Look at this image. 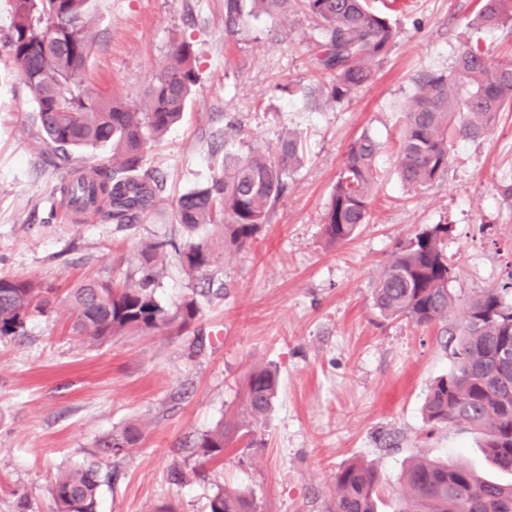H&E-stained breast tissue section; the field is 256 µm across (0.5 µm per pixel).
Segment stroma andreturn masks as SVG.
<instances>
[{"label": "stroma", "instance_id": "stroma-1", "mask_svg": "<svg viewBox=\"0 0 512 512\" xmlns=\"http://www.w3.org/2000/svg\"><path fill=\"white\" fill-rule=\"evenodd\" d=\"M93 50L84 79L108 98L137 100L172 46L189 43L198 81L182 119L152 146L145 166L163 182L134 224L72 219L53 189L65 174L42 149L37 107L0 48V278L65 289L78 279L132 282L141 249L181 241L178 198L223 168L220 136L242 124L239 156L274 153L288 132L303 141L300 168L250 246L226 252L210 283L188 277L174 250L159 259L158 301L196 296L188 329L128 333L104 342L72 333L64 302L33 317L24 335L0 340V512H56L57 475L97 458V512H206L217 487L246 496L256 512H331L336 473L360 461L383 478L379 512H396L400 476L416 457L466 464L507 484L470 428L430 426L423 404L453 358L441 325L385 318L372 290L396 245L433 224L449 225L456 299L500 289L512 303V112L482 139L454 141L448 172L409 191L395 165L401 112L425 68L449 70L466 43L489 60L512 57V26L479 32L476 0H370L400 32L373 78L342 103L308 107L299 90L318 83L315 23L295 13L248 17L224 33V0H91ZM381 142L379 184L368 224L328 243L321 222L351 141ZM275 372L277 396L263 419L245 404L252 370ZM233 422L239 438L218 459L197 443ZM143 439L116 457L100 440L129 423Z\"/></svg>", "mask_w": 512, "mask_h": 512}]
</instances>
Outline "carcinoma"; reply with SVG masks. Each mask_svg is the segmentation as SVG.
<instances>
[{
    "mask_svg": "<svg viewBox=\"0 0 512 512\" xmlns=\"http://www.w3.org/2000/svg\"><path fill=\"white\" fill-rule=\"evenodd\" d=\"M89 0H13L14 22L3 44L19 67L37 106L42 143L58 159L70 152L112 145V156L93 167L73 168L54 188L77 212L103 221L134 224L154 204L157 178L144 167L146 149L178 122L197 82L192 46L182 42L152 74L139 102L107 100L84 84L91 54ZM473 24L497 29L512 24V0H480ZM310 16L319 31L315 69L327 77L316 91L340 103L351 99L372 78L373 65L395 47L399 31L371 10L367 0H224V28L237 32L246 15ZM512 105V60L490 63L479 44L465 45L451 71L428 68L414 78V91L402 113L397 152L401 183L418 190L448 172L451 143L482 138L499 112ZM224 138V169L200 189L181 195L176 223L187 238L147 245L133 284L85 279L67 289L75 310L74 332L103 341L133 331H151L175 323L185 328L199 313L195 298L173 308L155 297L159 250L169 245L186 274L203 280L220 251L251 244L270 209L298 169L302 139L290 132L270 158H242ZM380 142L368 133L352 141L336 177L331 202L322 219L324 234L342 244L368 223L378 181ZM448 225L434 224L399 243L372 292L373 306L387 317L416 325L445 323L454 306L447 253ZM57 300V289L28 280L0 278V340L18 336L35 313ZM445 346L453 369L431 385L424 415L433 425H463L482 434V448L492 464L512 472V369L503 371L501 353L512 350V305L487 290L474 297L464 321L450 331ZM277 394V379L256 370L246 379V405L256 419L265 415ZM142 429L129 424L99 442L117 455L140 444ZM229 433L220 424L203 434L198 447L213 459L224 454ZM407 488L397 512H512V484L486 480L462 464L424 458L402 474ZM381 476L353 462L336 474L332 512H378ZM99 464L85 461L57 476L53 496L57 512H96ZM207 512H256L249 499L222 488L208 499Z\"/></svg>",
    "mask_w": 512,
    "mask_h": 512,
    "instance_id": "carcinoma-1",
    "label": "carcinoma"
}]
</instances>
